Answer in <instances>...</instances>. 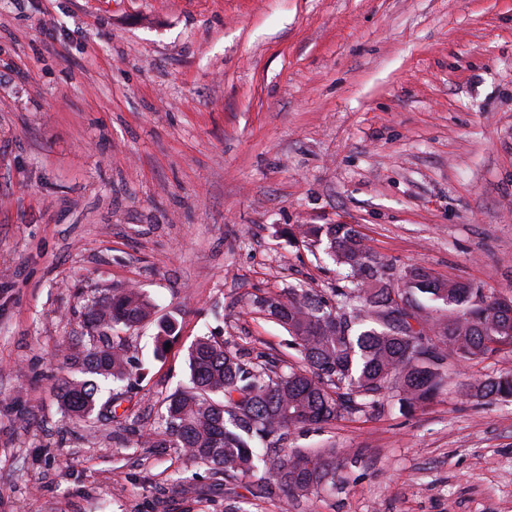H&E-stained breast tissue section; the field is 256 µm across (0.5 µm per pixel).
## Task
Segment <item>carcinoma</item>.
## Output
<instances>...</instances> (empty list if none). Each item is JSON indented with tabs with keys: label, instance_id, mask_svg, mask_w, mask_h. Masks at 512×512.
Wrapping results in <instances>:
<instances>
[{
	"label": "carcinoma",
	"instance_id": "carcinoma-1",
	"mask_svg": "<svg viewBox=\"0 0 512 512\" xmlns=\"http://www.w3.org/2000/svg\"><path fill=\"white\" fill-rule=\"evenodd\" d=\"M301 235L326 244L327 254L349 267L353 280L352 287L330 295L292 288L285 299L270 295L253 301L259 314L288 331L299 365L273 370L243 358L216 336H203L187 352L190 386L169 394L161 426L140 435L147 445L182 449L192 463L226 479L260 467L266 490L291 500L333 483L336 464L329 452L283 447L290 431L328 423L344 410L372 407L386 391L413 411L444 385L448 358L475 362L512 350L511 298L441 280L423 266L395 277L389 264L370 258L348 224L308 225ZM417 293L448 310L418 330L407 321ZM148 322L156 324L162 357L179 333L175 316H156L155 306L135 288L93 302L86 313L88 343L75 356L85 378L64 379L57 392L65 415L75 420L94 415L99 379L118 388L130 381L132 357L112 335L117 328ZM466 395L512 398V374L472 384Z\"/></svg>",
	"mask_w": 512,
	"mask_h": 512
}]
</instances>
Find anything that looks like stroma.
Returning a JSON list of instances; mask_svg holds the SVG:
<instances>
[{"instance_id":"stroma-1","label":"stroma","mask_w":512,"mask_h":512,"mask_svg":"<svg viewBox=\"0 0 512 512\" xmlns=\"http://www.w3.org/2000/svg\"><path fill=\"white\" fill-rule=\"evenodd\" d=\"M301 224L512 297V0H0V512H512V401L463 390L510 350L293 431L336 483L289 506L139 444L198 337L297 362L253 299L351 285ZM131 287L179 336L123 332L140 377L69 419L88 308Z\"/></svg>"}]
</instances>
